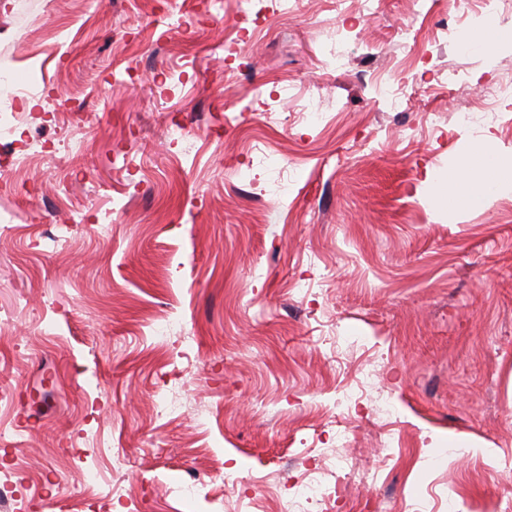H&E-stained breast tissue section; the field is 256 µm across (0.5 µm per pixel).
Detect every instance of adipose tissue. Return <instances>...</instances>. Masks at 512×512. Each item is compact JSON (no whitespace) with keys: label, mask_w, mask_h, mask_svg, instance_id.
Segmentation results:
<instances>
[{"label":"adipose tissue","mask_w":512,"mask_h":512,"mask_svg":"<svg viewBox=\"0 0 512 512\" xmlns=\"http://www.w3.org/2000/svg\"><path fill=\"white\" fill-rule=\"evenodd\" d=\"M444 186L453 203L468 207L488 203L502 190L512 189V157L497 155L483 144H473Z\"/></svg>","instance_id":"ef3b65f1"}]
</instances>
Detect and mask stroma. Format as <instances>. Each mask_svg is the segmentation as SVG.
Returning a JSON list of instances; mask_svg holds the SVG:
<instances>
[{
    "label": "stroma",
    "mask_w": 512,
    "mask_h": 512,
    "mask_svg": "<svg viewBox=\"0 0 512 512\" xmlns=\"http://www.w3.org/2000/svg\"><path fill=\"white\" fill-rule=\"evenodd\" d=\"M337 7L219 0L186 37L163 0H0L5 68L43 91L0 81L25 112L0 136V470L41 484L20 512H164L179 487L180 512H293L340 456L314 512H490L512 486V192L426 184L474 139L512 153V0L444 31L346 0L342 40ZM331 478H335L336 483L335 470L317 472L316 476L310 477L307 482L302 484L301 495L305 496L306 500L323 497L324 490L327 484L331 481Z\"/></svg>",
    "instance_id": "obj_1"
}]
</instances>
